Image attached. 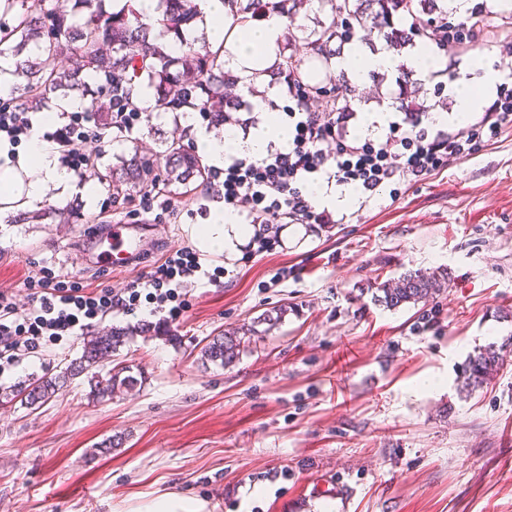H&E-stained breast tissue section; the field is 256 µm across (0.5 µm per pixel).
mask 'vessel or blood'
<instances>
[{
    "instance_id": "obj_1",
    "label": "vessel or blood",
    "mask_w": 512,
    "mask_h": 512,
    "mask_svg": "<svg viewBox=\"0 0 512 512\" xmlns=\"http://www.w3.org/2000/svg\"><path fill=\"white\" fill-rule=\"evenodd\" d=\"M144 232L134 224H113L108 231L82 240L78 249L87 265L119 270L143 256Z\"/></svg>"
}]
</instances>
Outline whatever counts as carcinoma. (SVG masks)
<instances>
[{
	"label": "carcinoma",
	"instance_id": "1",
	"mask_svg": "<svg viewBox=\"0 0 512 512\" xmlns=\"http://www.w3.org/2000/svg\"><path fill=\"white\" fill-rule=\"evenodd\" d=\"M317 3L328 22L309 26L300 19L304 2ZM229 24L226 36L237 40L258 17L276 12L288 19L285 43L301 42L307 60L278 51L268 71L284 78L288 66L303 70L306 82L324 94L345 90V84L329 86L323 73L332 69L336 54L327 47L326 35L342 22L354 31L366 29V22L387 27L389 11L397 7L391 0H222ZM0 59L13 62V69L0 68L11 76L15 102L23 109H42L53 99L70 97L74 91L84 96V77L93 74L114 76L136 74L142 85L153 91L154 111L176 112L182 108L203 109L211 125L233 121L239 102L224 95V85L239 81V75L226 67L224 45L207 44L195 48L199 37L194 32L203 23L196 0H158L156 19L151 24L136 21L135 0H125L119 9H106L105 0H0ZM66 45L72 52L69 69L58 70L47 64L49 58ZM116 162H97L98 179L112 191L136 196L153 182L160 183L174 197H181L207 183L209 169L189 147L172 139L163 144L158 159L152 162L138 153L112 154ZM75 217L72 210L44 208L23 217L32 223L50 218ZM448 288L444 269L418 271L378 288L375 301L390 308L418 303L435 297ZM258 335L256 325L242 327L231 335L218 334L201 348V361L226 367L239 359L250 337ZM126 332L112 330L88 336L80 358L53 377H42L11 389L9 401L20 399L27 406H40L54 397L64 385L99 363L112 357ZM504 355L487 347L471 356L464 369V383L476 388L498 372ZM140 384L130 367L122 366L109 376L106 385L94 387L103 400L115 393L132 392Z\"/></svg>",
	"mask_w": 512,
	"mask_h": 512
}]
</instances>
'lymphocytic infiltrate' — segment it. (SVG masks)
Instances as JSON below:
<instances>
[{"instance_id":"f902f5d3","label":"lymphocytic infiltrate","mask_w":512,"mask_h":512,"mask_svg":"<svg viewBox=\"0 0 512 512\" xmlns=\"http://www.w3.org/2000/svg\"><path fill=\"white\" fill-rule=\"evenodd\" d=\"M403 19L412 38L439 48L452 43L467 53L483 45L512 53V15L494 11L487 0H479L459 20L443 17L425 27L418 23L416 13L408 10ZM287 85L292 101L286 112L292 129L289 149L271 148L260 157L231 154L225 157L223 167L209 172L216 200L254 228L246 251L250 257L275 249L283 225L328 223L327 214L316 211L301 191L314 176L339 185L355 184L374 194L392 185L425 180L441 171L449 157H470L477 140L494 143L512 130V87L505 84L497 88L495 98L482 107L473 124L433 130L424 127V113L409 112L403 119L390 121L382 142L347 135L352 114L343 96L325 97L315 111L311 108L314 94L303 89L296 71H289ZM111 101V128L118 137L134 139L147 115L134 103L128 80H113ZM60 118L61 125L48 138L57 145L69 169L84 173L93 165L88 143L104 141L92 132L97 119L90 112H64ZM178 211L175 198L150 189L125 201L113 200L111 206L100 209L96 221L102 224L115 215L123 224L131 220L160 224L177 218ZM205 275L197 253L189 247L168 253L148 274L119 289L90 290L42 267L26 281L29 307H18L12 294L0 291V367L84 334L99 316L110 311L131 315L146 303L163 321H177L184 311L185 284Z\"/></svg>"}]
</instances>
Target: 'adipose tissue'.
Wrapping results in <instances>:
<instances>
[{"mask_svg": "<svg viewBox=\"0 0 512 512\" xmlns=\"http://www.w3.org/2000/svg\"><path fill=\"white\" fill-rule=\"evenodd\" d=\"M198 7L205 17L206 32L211 43L225 44L230 56L229 62L236 67L241 77H249L252 69L251 50L262 47L266 57H273L282 33L287 25L284 16L273 13L252 24L247 40L225 41L224 5L222 0H198ZM398 56L393 51L376 53L364 51L360 45H352L336 58V67L352 80L367 77L370 73L392 72ZM287 144L288 137L277 119L268 118L261 122L254 134L241 140L228 135L224 139L214 138L207 132H199L196 147L199 154L215 166H223L224 151L234 146L239 152L252 156L264 152L269 140ZM35 169L36 178L21 179V171ZM71 174L61 167L56 150L40 139H33L25 151L9 156L7 150H0V204L7 207H23L47 198L49 191L65 192L74 189ZM244 231L235 224L233 217L222 211H214L208 223L198 225L196 236L207 251L221 253L235 250Z\"/></svg>", "mask_w": 512, "mask_h": 512, "instance_id": "adipose-tissue-1", "label": "adipose tissue"}]
</instances>
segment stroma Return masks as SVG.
<instances>
[{"label":"stroma","instance_id":"obj_1","mask_svg":"<svg viewBox=\"0 0 512 512\" xmlns=\"http://www.w3.org/2000/svg\"><path fill=\"white\" fill-rule=\"evenodd\" d=\"M436 68L456 57L433 49ZM483 56L502 72L512 58L478 46L457 56L478 103L491 92ZM135 141L106 145L151 156L194 129L153 114ZM398 201L361 208L337 198L330 224H288L276 250L250 259L202 252L211 284L186 286L172 325L112 313L93 329L129 330L112 363L142 384L106 401L92 394L109 367L81 375L37 408L0 402V512H146L190 497L202 512H512V352L488 384L464 387L470 355L512 345V132L477 142ZM73 191L52 205L79 207L75 224H29L0 214V290L28 303L23 283L47 266L88 287L122 288L169 250L196 246V196L179 223L154 225L148 260L110 273L75 264L72 241L103 232L93 218L110 198ZM447 269L436 298L389 308L379 284ZM280 270L288 276L273 283ZM284 306L282 323L252 337L229 367L205 364L208 339ZM83 339L0 372V392L59 373ZM437 387L425 389L427 379Z\"/></svg>","mask_w":512,"mask_h":512}]
</instances>
